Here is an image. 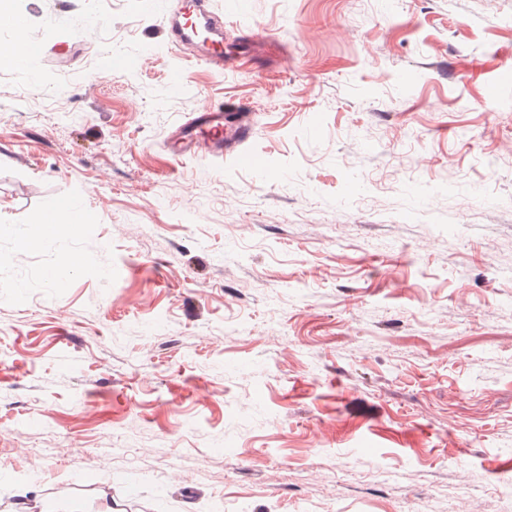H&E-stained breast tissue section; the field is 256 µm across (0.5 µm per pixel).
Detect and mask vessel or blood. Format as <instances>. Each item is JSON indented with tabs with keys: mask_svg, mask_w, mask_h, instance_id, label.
Masks as SVG:
<instances>
[{
	"mask_svg": "<svg viewBox=\"0 0 512 512\" xmlns=\"http://www.w3.org/2000/svg\"><path fill=\"white\" fill-rule=\"evenodd\" d=\"M147 9H164L171 20L168 39L172 46L184 49L199 35H206L214 50L207 63L216 69L227 68L222 43L224 32L221 25L214 22L203 0H145ZM181 136L172 140L171 148L183 156L224 155V116L221 110L202 106L199 113L193 114L180 127Z\"/></svg>",
	"mask_w": 512,
	"mask_h": 512,
	"instance_id": "1",
	"label": "vessel or blood"
}]
</instances>
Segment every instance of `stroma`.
Here are the masks:
<instances>
[{
	"mask_svg": "<svg viewBox=\"0 0 512 512\" xmlns=\"http://www.w3.org/2000/svg\"><path fill=\"white\" fill-rule=\"evenodd\" d=\"M16 7L0 512H512V0H211L236 72L141 0ZM204 99L268 179L172 153ZM54 199L88 224L20 249Z\"/></svg>",
	"mask_w": 512,
	"mask_h": 512,
	"instance_id": "1",
	"label": "stroma"
}]
</instances>
